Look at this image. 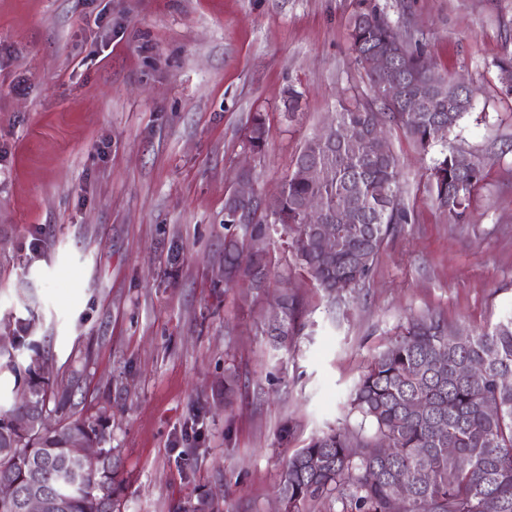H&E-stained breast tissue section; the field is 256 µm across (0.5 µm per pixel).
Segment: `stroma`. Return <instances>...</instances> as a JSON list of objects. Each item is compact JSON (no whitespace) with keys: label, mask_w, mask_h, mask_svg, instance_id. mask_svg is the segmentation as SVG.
<instances>
[{"label":"stroma","mask_w":512,"mask_h":512,"mask_svg":"<svg viewBox=\"0 0 512 512\" xmlns=\"http://www.w3.org/2000/svg\"><path fill=\"white\" fill-rule=\"evenodd\" d=\"M372 7L475 90L448 139L484 173L465 223L429 191L438 147L393 129L411 220L365 287L328 299L278 242L262 293L225 286L239 166L271 198L338 98L367 93L348 22ZM511 53L512 0H0V403L35 363L69 411L107 408L121 512L202 493L221 512H271L289 455L358 429L350 395L410 317L482 328L512 313V96L496 67ZM258 110L267 144L247 159ZM284 272L304 312L277 348L264 315Z\"/></svg>","instance_id":"35a3bbf8"}]
</instances>
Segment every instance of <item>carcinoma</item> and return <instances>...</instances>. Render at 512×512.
I'll list each match as a JSON object with an SVG mask.
<instances>
[{
    "label": "carcinoma",
    "mask_w": 512,
    "mask_h": 512,
    "mask_svg": "<svg viewBox=\"0 0 512 512\" xmlns=\"http://www.w3.org/2000/svg\"><path fill=\"white\" fill-rule=\"evenodd\" d=\"M350 49L357 63L375 49H393L398 64L393 78L402 97L393 101L376 94L355 95L336 108L332 135H314L303 143L291 172L282 182L281 208L271 220L262 217L243 225L255 252L244 253L235 240L224 244V281H267L272 260L267 245L273 235L291 238L294 266L331 295L365 284L385 241L410 220L401 199L400 174L390 147L352 134L377 121L402 130L426 151L442 141L473 106L460 99L448 77L421 73L428 61L420 39L403 33L375 9L355 13L349 22ZM243 147L260 154L266 145L264 113L252 114ZM318 166L322 176L304 174ZM483 171L456 172L454 150L443 148L433 158L430 186L435 201L456 222L465 219L469 199ZM357 207L344 232L336 258L323 263L316 250L313 225L301 202L321 200L324 216L342 223L341 197ZM257 203H224V223L239 224L237 211L252 215ZM281 324L273 336L283 343L294 335L302 314L294 294L279 297ZM448 325L434 315L411 318L392 342L368 365L350 398L351 410L369 423L374 434L333 429L296 450L283 463L277 494L284 512H311L318 502L336 505V512H485L494 498L499 512H512V316L494 326L470 330ZM477 363L476 381L465 366ZM28 399L57 413L60 395L36 370L28 369ZM495 407V412L488 411ZM26 402L0 407V460L10 462V479L23 485L32 473L60 491L66 512H119L123 479L112 463V449L103 459L81 469L69 468V448L76 438L95 442L109 419L102 414L58 418L56 429L30 421L28 437L14 439L13 421ZM357 448V455L350 449ZM454 448L456 452L448 453ZM408 479L407 497L396 491L398 478ZM180 512H219L205 494L179 507Z\"/></svg>",
    "instance_id": "cac0c4a2"
}]
</instances>
